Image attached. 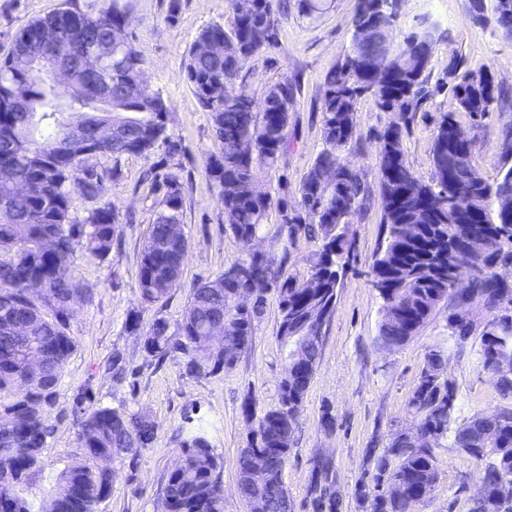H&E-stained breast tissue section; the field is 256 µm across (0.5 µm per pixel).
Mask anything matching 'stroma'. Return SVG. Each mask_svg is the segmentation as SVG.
Instances as JSON below:
<instances>
[{
  "label": "stroma",
  "mask_w": 512,
  "mask_h": 512,
  "mask_svg": "<svg viewBox=\"0 0 512 512\" xmlns=\"http://www.w3.org/2000/svg\"><path fill=\"white\" fill-rule=\"evenodd\" d=\"M109 0H0V57L5 56L28 22L70 7L95 14ZM134 47L145 58V79L169 108V130L182 151V228L188 242L182 286L163 303H142L137 267L149 227L161 198L146 172L160 166L163 154L98 155L85 162L99 177V196L72 198L71 212L84 218L92 209L113 205L122 221L105 259L77 248L73 265L89 290L76 299L69 333L77 341L48 411L52 432L42 450L25 496L34 508L50 499L57 480L68 467L84 460L78 436L75 397L88 391L97 404L146 413L154 424V440L137 456L113 462L112 495L98 512H162L168 472L180 457L186 437L185 418L204 425L220 458L224 485V512H248L238 489V457L259 418L278 403L280 382L286 375L287 350L277 339L279 300L275 290L265 295L263 313L255 323L248 348L233 368L205 377L186 375L184 354L174 352L157 360L144 347V337L132 334V318L150 323L161 317L177 336V322L190 288L212 279L256 252L282 260L285 273L305 278L316 245L304 234L289 235L278 208H271L253 247H246L224 224V205L209 180L204 161L218 153L208 115L184 78V62L198 33L231 17L230 0H126ZM359 0H328L317 19L303 16L298 0L277 15L278 44L250 59L233 89L262 104L269 86L285 80L296 84L290 109L286 155L275 168L254 170L257 189L286 201L289 212H299L300 184L324 147L320 110L324 80L343 58ZM467 0H404L401 28L418 15L431 13L448 37L428 65L432 80L448 77L450 56L462 57L465 69L490 72L507 95L482 120L459 112L455 118L475 141L472 164L490 184L512 168V149L503 146V131L512 127V42L499 34L495 0H484L487 23L471 22ZM448 93L437 94L412 113L402 135L405 159L420 179L433 175L431 143L443 112L451 110ZM396 113L382 110L373 97L360 99L356 134L343 155L361 169L371 194L347 229L350 260L336 290V302L322 331L320 356L306 392L284 472L292 512H315L311 488L312 460L330 461L334 489L342 501L340 512H369L356 489L370 467V450L386 448L393 432L413 422L407 403L419 382L430 350H443L445 369L457 388L455 419L472 417L503 407L512 408V396L502 395L496 379L479 365V335L457 344L448 328L453 303L440 302L405 345L387 350L377 341L382 300L371 283L372 256L382 238L383 200L376 160L377 135L397 122ZM251 402L252 414L243 411ZM438 479L430 495L413 506L414 512H469L477 491L476 465L444 439L436 450Z\"/></svg>",
  "instance_id": "1"
}]
</instances>
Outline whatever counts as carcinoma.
I'll return each instance as SVG.
<instances>
[{
    "label": "carcinoma",
    "mask_w": 512,
    "mask_h": 512,
    "mask_svg": "<svg viewBox=\"0 0 512 512\" xmlns=\"http://www.w3.org/2000/svg\"><path fill=\"white\" fill-rule=\"evenodd\" d=\"M277 6V0H231L230 24L204 27L184 63L185 80L207 112L221 144L219 153L207 156L206 174L224 203V224L244 244L257 235L273 205L272 197L251 193L253 167L260 162L272 168L288 151L294 87L287 81L270 86L265 112L255 111L251 99L226 88L251 57L277 45ZM125 18L126 5L121 0H112L95 15L78 9L47 14L26 24L0 60V399L8 398V402L0 403V512H32L23 487L50 434L47 411L76 349V340L67 329L71 301L84 292L72 269L75 248L80 244L90 255L103 259L112 250L116 231L118 211L112 205L92 210L81 223L72 216V195L92 199L98 194L99 182L91 173L79 176L83 163L74 155L54 159V140L75 119L73 111L80 110L87 140L97 139L99 124L112 123V141L101 147L103 155L148 157L162 148L173 158L182 151L167 122L155 123L157 114L168 113V106L144 82L143 55L127 53L121 46L128 35ZM495 23L501 36L512 41V7H495ZM385 32L382 28L376 38L346 48L343 61L326 76L322 98L325 147L299 188L306 216L288 213L285 205L280 209L289 232L302 231L317 244L309 268V275L319 276L317 287L308 288L290 276L281 278V269L274 267L272 258L252 255L239 262L254 280L277 288L278 337L282 341L292 321L308 318L312 310L335 303L340 269L349 260L351 243L343 228L369 195L365 175L341 155L355 136L358 101L372 96L381 109L397 113L405 122L407 114L418 111L434 94L425 71L447 32L443 30L434 41L426 42L421 39L420 22H414L396 44L418 58V68H405L401 82L382 88L360 74L356 58L376 54ZM78 44L100 49L103 56L95 70L83 57H73V91L67 92L46 79L44 71L56 53ZM461 68L460 58H450L448 71L453 78L448 80V89L454 111L481 119L491 112L501 90L491 74L463 73ZM21 84L26 86L29 99L26 110L11 103L14 88ZM459 130L453 111L441 116L432 142L433 178L423 181L411 168H405L412 194L396 195L384 174H379L384 198L383 240L371 272L391 275L397 287L382 297L377 341L386 350L398 349L448 296L457 301L478 299L496 312L493 337L480 338V366L491 372L501 361L512 363V309H501L504 294H512V284L492 276L450 280L441 273L442 263L451 262L456 248L484 238V229L477 225L448 221L441 206L448 198V154ZM402 134L400 124L380 133L377 156L403 154ZM342 164L347 168L336 185L319 184L323 171ZM151 179L163 196L137 270L140 297L147 306L167 301L172 291L181 287L184 263L177 238L182 210L180 165L168 164L164 171L151 173ZM17 184L25 185L26 192L16 193ZM479 191L475 204L485 211L488 225L499 232V238L478 256L492 267L512 257V215L491 209L503 198L512 199V168L496 185L485 182ZM401 224H417L420 232L405 239L398 234ZM33 278L44 282L38 296L24 288ZM245 285L247 282L227 280L223 274L194 284L177 323L179 340L172 341L167 321L156 318L145 332V348L158 357L182 352L185 373L190 376H207L233 367L251 341L263 310L261 296L248 310L236 306L235 290ZM20 321L27 326L25 336L15 335ZM219 323L224 325L220 348L211 338V329ZM318 355L319 350L312 345L303 349V361L279 385L277 407L259 418L252 442L241 450L238 466L252 454L262 455L270 474L263 492H250L254 512H288L278 488L284 483L290 454L282 438L294 433L296 421L290 414L301 410ZM32 356L42 358L38 373L27 371ZM443 361L441 351L429 352L408 400L416 426L432 437L431 445L402 448L391 441L381 454L373 456L375 487L402 482L405 494L388 498L379 490L372 495L366 484H361L359 495L370 502V512H409L408 499L437 479L435 449L450 432L454 446L466 454L474 438L487 433L485 452L477 460L479 480L492 487L505 480L512 482V408L476 415L452 427L456 386L451 380L435 382L427 376L429 369H441ZM75 404L86 460L61 473L49 512H97L96 507L112 495L113 486L112 470L98 462L134 456L154 438L152 423L138 412L97 406L86 391L76 395ZM181 454L183 465L166 477L164 492L170 512H224L221 465L202 427H188Z\"/></svg>",
    "instance_id": "1"
}]
</instances>
